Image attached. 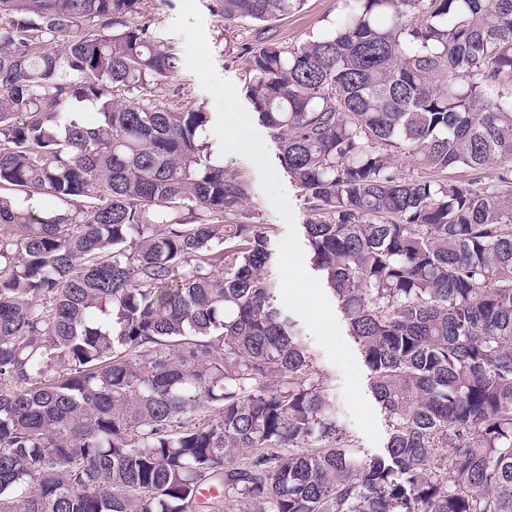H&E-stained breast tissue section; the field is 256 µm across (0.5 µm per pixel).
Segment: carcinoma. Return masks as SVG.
<instances>
[{"label":"carcinoma","mask_w":512,"mask_h":512,"mask_svg":"<svg viewBox=\"0 0 512 512\" xmlns=\"http://www.w3.org/2000/svg\"><path fill=\"white\" fill-rule=\"evenodd\" d=\"M240 55L385 455L275 307L210 113L162 100L180 58L142 0H0V512H512V0H339ZM337 6L338 0H308L304 11L272 23L270 32L286 45H299L324 24L323 19L336 16Z\"/></svg>","instance_id":"obj_1"}]
</instances>
